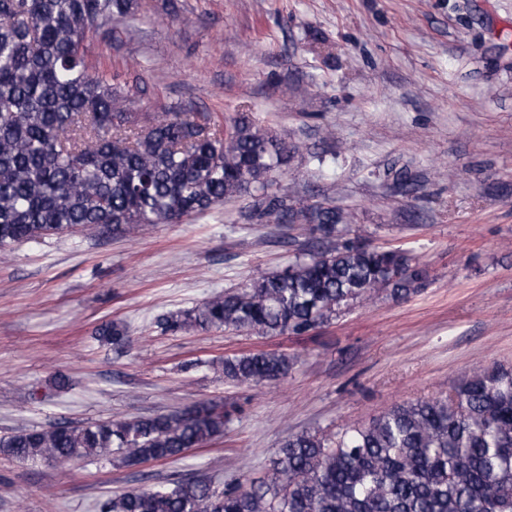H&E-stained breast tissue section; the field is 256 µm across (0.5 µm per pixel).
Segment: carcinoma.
<instances>
[{
  "mask_svg": "<svg viewBox=\"0 0 512 512\" xmlns=\"http://www.w3.org/2000/svg\"><path fill=\"white\" fill-rule=\"evenodd\" d=\"M135 0H0V252L81 227L136 235L252 193L248 218L295 224L310 247L276 272L168 314L172 331L224 329L303 336L380 295L402 300L429 271L405 249L346 237L350 213L272 190L288 144L247 112L224 130L194 112H136L84 41L135 14ZM121 347L125 323L98 329ZM288 355H227L237 383L285 377ZM230 413L198 404L177 414L66 422L0 436L23 461L139 464L182 457L224 434ZM100 512H512V367H477L448 393L404 401L335 433L289 435L271 470L218 492L185 478L117 493Z\"/></svg>",
  "mask_w": 512,
  "mask_h": 512,
  "instance_id": "1",
  "label": "carcinoma"
}]
</instances>
